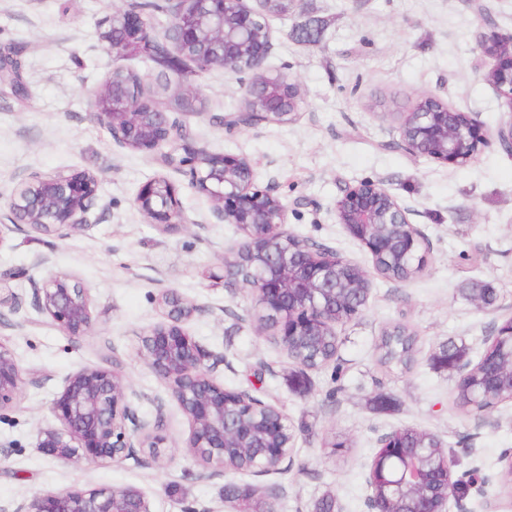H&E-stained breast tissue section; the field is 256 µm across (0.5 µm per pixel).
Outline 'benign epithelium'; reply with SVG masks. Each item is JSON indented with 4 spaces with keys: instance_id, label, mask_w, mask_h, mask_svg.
Returning a JSON list of instances; mask_svg holds the SVG:
<instances>
[{
    "instance_id": "obj_1",
    "label": "benign epithelium",
    "mask_w": 512,
    "mask_h": 512,
    "mask_svg": "<svg viewBox=\"0 0 512 512\" xmlns=\"http://www.w3.org/2000/svg\"><path fill=\"white\" fill-rule=\"evenodd\" d=\"M167 0L174 19L170 38L177 52L201 69L221 65L242 82L246 112L239 121L290 123L302 104L299 83L280 70L265 66L271 49V29L264 13L284 3L294 10L300 0ZM108 42L112 52L129 55V44L154 43L148 18L139 7L113 9ZM481 56L489 60L481 77L506 100L509 119L486 130L475 115L460 112L435 95L420 98L400 113L398 131L403 149L414 157L464 165L482 147L496 141L512 153V33H479ZM95 119L112 139L134 152L155 156L169 169L188 175L190 184L211 203L215 217L234 224L243 242L224 254V275L246 288L259 334L271 333L289 357L301 361L302 348L323 336L336 335V325L361 315L363 301L336 311V292H371V279L357 263L336 250L302 239L286 228L287 203L275 191L257 185L251 160L200 147L186 126L173 118L201 115L199 94L183 89L168 96L158 109L140 90V83L118 82L109 76L103 98L92 106ZM168 150H163V147ZM99 180L90 172L46 176L32 172L3 202L12 224L64 238L95 223L92 219ZM136 204L147 220L161 228L181 224L184 217L176 188L160 174L138 190ZM336 223L370 256L373 268H408L420 272L426 263L425 239L409 219V209L379 182L366 180L346 187L335 204ZM31 304L71 337L93 331L91 295L75 276L51 271L31 281ZM165 319L143 337L141 355L147 366L168 384L190 423L186 448L206 465L239 472L236 449L260 438L261 449L247 472L265 474L279 469L291 446L280 442L285 414L245 390L224 388L203 366L206 352L185 328L196 306L175 292H162ZM512 361V318L488 337ZM486 388L497 392L496 402H512V381L501 383L503 369L495 358L480 357ZM474 366L460 362L456 390L472 396L481 387L472 378ZM22 371L10 349L0 343V409L16 399ZM127 386L117 368H83L67 375L52 402L57 421L40 429L37 447L66 462L95 464L136 455L135 445L160 455L163 435L139 419L126 400ZM142 434L134 443L136 434ZM394 429L378 438V452L368 463L370 512H448L458 499L454 459L446 452L433 462L426 449L408 448ZM25 512H151L137 489L109 487L67 489L33 497Z\"/></svg>"
}]
</instances>
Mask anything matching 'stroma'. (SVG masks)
Wrapping results in <instances>:
<instances>
[{
  "mask_svg": "<svg viewBox=\"0 0 512 512\" xmlns=\"http://www.w3.org/2000/svg\"><path fill=\"white\" fill-rule=\"evenodd\" d=\"M124 0H0V43L22 48L30 91L20 101L0 92V197L37 171H88L99 179L97 221L60 239L28 226L0 228V271L19 303L0 307V343L23 371L16 401L0 410V512H16L34 496L71 487H134L152 512H233L230 483L273 491L275 512H315L326 495L337 512H369L367 464L378 437L413 426L441 437L457 473L478 469L463 496L464 512H512L504 487V452L512 449V403L483 414L456 404L455 374L434 366L442 345L465 346L477 361L494 325L512 318V155L498 144L468 164L414 158L399 144V113L426 95L474 114L488 129L507 117L504 99L478 74L479 24L473 0H304L272 14L267 58L301 87L304 106L292 123L225 127L244 109V90L223 67L186 59L160 68L141 57L109 52L106 21ZM116 70L139 75L144 88L164 76L171 89L191 88L204 114L188 118L197 145L245 156L257 184L273 186L289 205V231L368 265L364 249L337 224L345 186L382 182L411 211L429 242L424 269L406 282L373 276L363 315L336 328L337 350L312 370V389L291 391L293 367L272 336L257 334L252 301L224 276V252L243 236L219 222L207 198L180 172L162 171L152 156L113 141L92 116L91 99ZM164 173L176 185L184 224L161 229L135 203L140 186ZM51 271L80 279L92 296L91 335H64L31 305L30 279ZM495 290L478 308L473 281ZM172 289L196 305L189 334L217 358L216 379L278 407L294 427L291 461L264 476L203 466L186 448L189 423L166 382L141 357L142 340L161 320L157 298ZM405 325L419 338L412 369L389 372L376 361L384 330ZM116 365L127 402L159 420L168 447L160 457L100 464L66 463L36 446L52 424L51 403L66 375Z\"/></svg>",
  "mask_w": 512,
  "mask_h": 512,
  "instance_id": "obj_1",
  "label": "stroma"
}]
</instances>
